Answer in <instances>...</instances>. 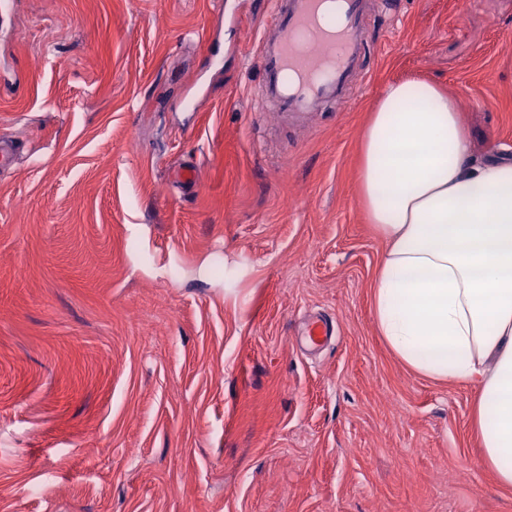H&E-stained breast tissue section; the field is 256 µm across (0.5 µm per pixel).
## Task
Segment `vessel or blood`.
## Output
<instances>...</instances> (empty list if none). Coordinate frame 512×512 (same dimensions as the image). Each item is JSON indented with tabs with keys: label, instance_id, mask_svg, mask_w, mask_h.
<instances>
[{
	"label": "vessel or blood",
	"instance_id": "vessel-or-blood-1",
	"mask_svg": "<svg viewBox=\"0 0 512 512\" xmlns=\"http://www.w3.org/2000/svg\"><path fill=\"white\" fill-rule=\"evenodd\" d=\"M371 0H271L258 40L256 97L286 119L344 98L361 73Z\"/></svg>",
	"mask_w": 512,
	"mask_h": 512
}]
</instances>
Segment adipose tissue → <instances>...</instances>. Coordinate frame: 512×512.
<instances>
[{
	"mask_svg": "<svg viewBox=\"0 0 512 512\" xmlns=\"http://www.w3.org/2000/svg\"><path fill=\"white\" fill-rule=\"evenodd\" d=\"M360 201L387 243L380 336L415 373L476 387L484 462L512 489V159L473 157L436 83L395 80L363 131Z\"/></svg>",
	"mask_w": 512,
	"mask_h": 512,
	"instance_id": "ef3b65f1",
	"label": "adipose tissue"
}]
</instances>
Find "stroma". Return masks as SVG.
<instances>
[{"label": "stroma", "mask_w": 512, "mask_h": 512, "mask_svg": "<svg viewBox=\"0 0 512 512\" xmlns=\"http://www.w3.org/2000/svg\"><path fill=\"white\" fill-rule=\"evenodd\" d=\"M269 21L0 0V512H512L475 388L378 334L359 201L393 80L454 96L474 156L512 146V0H377L361 87L300 124L254 95ZM311 312L336 340L310 355Z\"/></svg>", "instance_id": "1"}]
</instances>
